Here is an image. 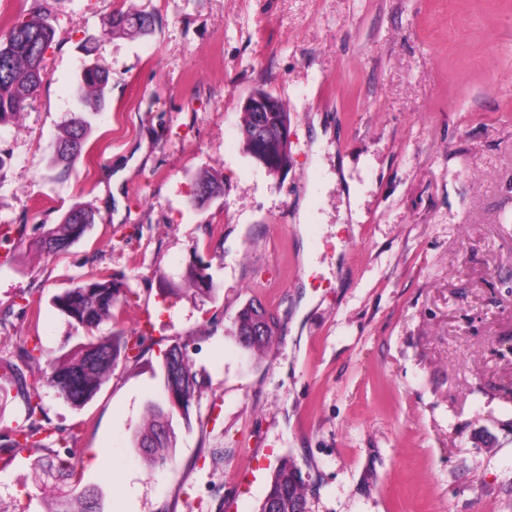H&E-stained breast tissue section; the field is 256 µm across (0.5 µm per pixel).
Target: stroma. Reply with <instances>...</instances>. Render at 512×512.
<instances>
[{"label":"stroma","instance_id":"stroma-1","mask_svg":"<svg viewBox=\"0 0 512 512\" xmlns=\"http://www.w3.org/2000/svg\"><path fill=\"white\" fill-rule=\"evenodd\" d=\"M132 8L154 15L151 35L102 36ZM8 10L45 11L55 39L39 92L0 124V512H47L37 456L76 463L104 512H258L284 457L308 512H512V0ZM87 64L110 77L99 111L77 96ZM258 88L290 115L277 175L239 141ZM79 111L91 130L67 171L55 136ZM205 169L224 192L196 206ZM77 205L95 213L85 235L35 250ZM193 266L215 297L184 291ZM102 277L123 303L101 333L140 347L86 405L44 387L28 411L20 349L71 350L81 333L52 298ZM254 299L277 321L261 355L232 334ZM174 344L199 395L173 418L172 464L153 467L132 434ZM32 427L39 451L13 447Z\"/></svg>","mask_w":512,"mask_h":512}]
</instances>
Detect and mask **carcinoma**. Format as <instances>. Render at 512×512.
<instances>
[{
    "label": "carcinoma",
    "instance_id": "carcinoma-1",
    "mask_svg": "<svg viewBox=\"0 0 512 512\" xmlns=\"http://www.w3.org/2000/svg\"><path fill=\"white\" fill-rule=\"evenodd\" d=\"M106 25L111 34L147 36L154 31L156 20L152 14L143 11L119 12L110 17ZM53 39L54 29L41 13L18 19L7 28L0 27V123L22 111L43 84L45 54ZM107 86L108 76L89 65L82 71L78 95L93 99L98 110L105 104ZM289 124V113L281 102L275 112H243L239 127L242 149L270 175L278 173L270 163L289 155L288 144L281 137V129ZM89 127L90 122L82 115L72 116L65 124L58 147V160L64 167H70L82 153ZM258 129L263 145L260 157L250 147V139ZM75 210L82 215L83 223L78 224L70 214H65L61 222L49 229L44 239L37 243L38 248H45L44 240L50 239L61 244L59 250L64 251L84 235L94 223V214L83 206H77ZM206 278V274L195 269L188 271L186 276L195 292L211 296L215 294V288L213 283L206 282ZM53 303L76 327L85 330L87 336L86 341L75 349L50 359L39 380L72 406L81 407L100 389L121 355L131 350L129 339L121 334L96 335L100 325L115 318V310L121 304L119 290L110 279L93 280L55 296ZM262 308V303L252 302L239 311L235 322L237 340L250 335ZM275 327L274 321L263 324L259 337L244 348L253 351L267 348ZM160 369L163 403L152 401L148 404L146 422L132 437L134 447L152 466H165L171 461V452L176 445L172 425L174 413L188 416L198 386L188 362L175 374L167 372L163 364ZM11 370L18 394L25 399L28 410L34 411L33 399L40 398L37 383H28L27 376L17 367L13 366ZM34 467L42 474L43 482H56L58 508L54 512H102L99 492L80 486L77 465L37 459ZM305 506V483L301 472L284 459L273 472L258 512H299Z\"/></svg>",
    "mask_w": 512,
    "mask_h": 512
}]
</instances>
